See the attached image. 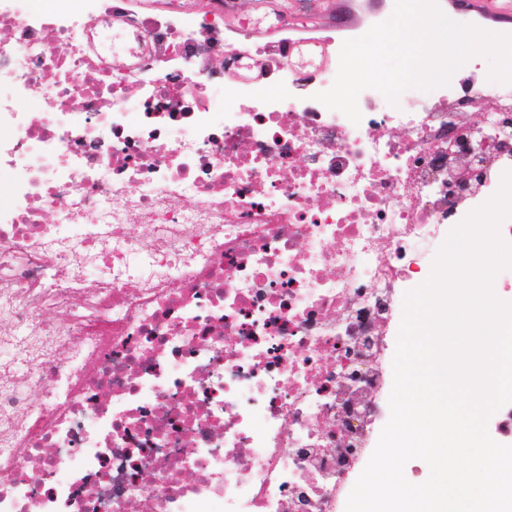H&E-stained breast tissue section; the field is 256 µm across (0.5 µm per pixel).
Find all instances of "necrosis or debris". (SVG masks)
Segmentation results:
<instances>
[{
  "label": "necrosis or debris",
  "instance_id": "obj_1",
  "mask_svg": "<svg viewBox=\"0 0 512 512\" xmlns=\"http://www.w3.org/2000/svg\"><path fill=\"white\" fill-rule=\"evenodd\" d=\"M26 3L0 0V354L27 365L0 370V512H338L406 293L512 169V82L493 112L467 64L367 89L356 124L315 98L323 46L233 45L224 0Z\"/></svg>",
  "mask_w": 512,
  "mask_h": 512
}]
</instances>
